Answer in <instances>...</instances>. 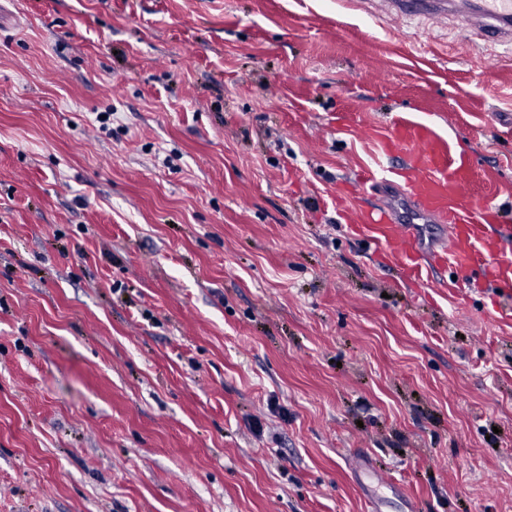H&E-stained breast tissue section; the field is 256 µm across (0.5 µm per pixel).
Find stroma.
<instances>
[{
	"mask_svg": "<svg viewBox=\"0 0 512 512\" xmlns=\"http://www.w3.org/2000/svg\"><path fill=\"white\" fill-rule=\"evenodd\" d=\"M377 0H0V512H512V322L347 224L432 124L512 212V56Z\"/></svg>",
	"mask_w": 512,
	"mask_h": 512,
	"instance_id": "stroma-1",
	"label": "stroma"
}]
</instances>
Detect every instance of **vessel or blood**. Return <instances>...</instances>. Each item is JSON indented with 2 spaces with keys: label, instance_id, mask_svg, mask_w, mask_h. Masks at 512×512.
<instances>
[{
  "label": "vessel or blood",
  "instance_id": "b4317fda",
  "mask_svg": "<svg viewBox=\"0 0 512 512\" xmlns=\"http://www.w3.org/2000/svg\"><path fill=\"white\" fill-rule=\"evenodd\" d=\"M448 11L446 0H387L392 18L435 21ZM467 34L491 39L512 37V0H475L466 8ZM385 156L398 167L382 176L356 179V188H370L380 204L359 213L351 229L369 241L376 253L401 266L416 287L428 284L433 268L468 276L494 295H512V252L501 246L505 231L498 206L466 193L474 171L468 160L423 124L395 123L381 140ZM442 224L443 238L423 249L419 227Z\"/></svg>",
  "mask_w": 512,
  "mask_h": 512
}]
</instances>
